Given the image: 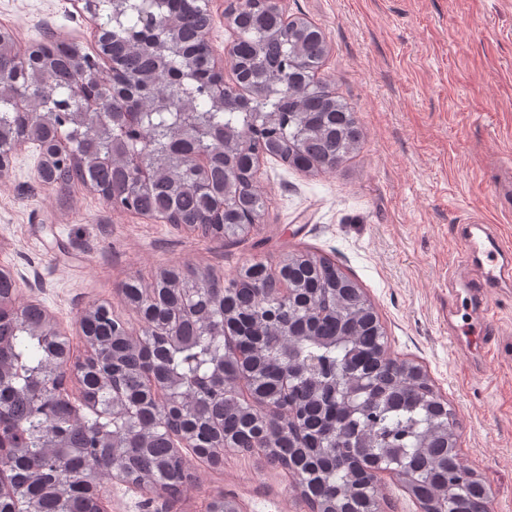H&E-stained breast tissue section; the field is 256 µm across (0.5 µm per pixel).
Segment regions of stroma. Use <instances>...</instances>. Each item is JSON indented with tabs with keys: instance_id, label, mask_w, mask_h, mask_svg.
I'll return each instance as SVG.
<instances>
[{
	"instance_id": "35a3bbf8",
	"label": "stroma",
	"mask_w": 512,
	"mask_h": 512,
	"mask_svg": "<svg viewBox=\"0 0 512 512\" xmlns=\"http://www.w3.org/2000/svg\"><path fill=\"white\" fill-rule=\"evenodd\" d=\"M288 16L319 27L329 53L319 70L365 133L339 170L313 174L264 158L268 208L238 240L203 237L112 208L77 185L43 183L35 147L0 175V268L87 351L77 321L109 304L132 338L142 322L124 306L125 281L151 282L171 266L228 276L291 252L336 262L363 288L392 355L420 365L453 405L460 463L481 478L492 512H512V287L493 288L495 351L448 332L450 270L462 226L485 225L512 244V0H283ZM26 53L48 35L95 46L89 14L73 0H0V27ZM190 481L162 500L111 477L107 512H206L217 495L241 512H309L294 479L263 454L225 453L213 466L187 454Z\"/></svg>"
}]
</instances>
